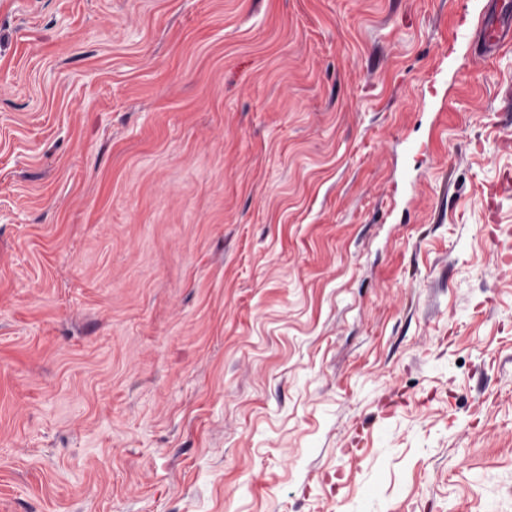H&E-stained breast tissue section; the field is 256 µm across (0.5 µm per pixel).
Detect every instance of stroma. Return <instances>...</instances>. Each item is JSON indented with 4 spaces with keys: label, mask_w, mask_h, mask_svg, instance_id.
<instances>
[{
    "label": "stroma",
    "mask_w": 512,
    "mask_h": 512,
    "mask_svg": "<svg viewBox=\"0 0 512 512\" xmlns=\"http://www.w3.org/2000/svg\"><path fill=\"white\" fill-rule=\"evenodd\" d=\"M491 0H0V512H512Z\"/></svg>",
    "instance_id": "obj_1"
}]
</instances>
